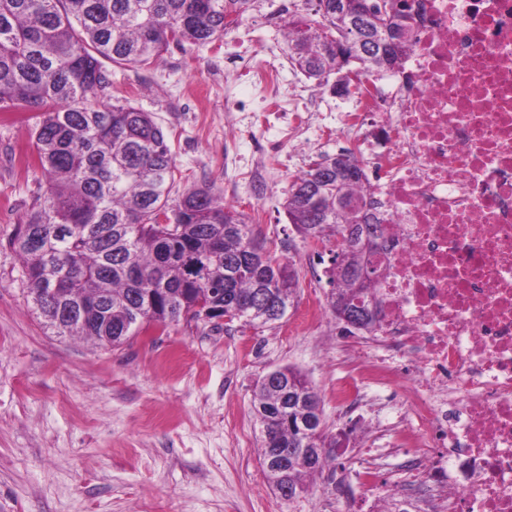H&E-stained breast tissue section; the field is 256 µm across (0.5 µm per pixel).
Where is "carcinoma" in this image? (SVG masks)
Here are the masks:
<instances>
[{
    "label": "carcinoma",
    "instance_id": "cac0c4a2",
    "mask_svg": "<svg viewBox=\"0 0 512 512\" xmlns=\"http://www.w3.org/2000/svg\"><path fill=\"white\" fill-rule=\"evenodd\" d=\"M255 0H0V112L33 113L31 165L48 194L10 237L24 260L27 300L59 336L122 344L148 326L203 321L237 311L236 319L265 326L284 317L298 288L293 263L254 265L248 249L263 251L248 218L224 205L210 187L191 189L176 203V164L167 134L152 116L130 104L98 106L90 98L111 85L101 59L145 66L170 44H205L223 37ZM347 20L334 15L288 21L291 64L319 85L345 68L360 76L396 65L405 48L364 34L363 52L336 53ZM323 154L297 175L284 209L295 228L310 227L317 241L357 240L340 250V265L367 261L363 235L376 236L370 213L336 205V190L367 201V175L347 152L341 187L328 178L316 199L307 188ZM331 292L371 307L369 283L325 270ZM56 288L59 296L40 295ZM252 410L269 444L286 451L335 448L336 436L318 432L321 400L291 367L256 385ZM325 457L267 471L274 488L303 486Z\"/></svg>",
    "mask_w": 512,
    "mask_h": 512
}]
</instances>
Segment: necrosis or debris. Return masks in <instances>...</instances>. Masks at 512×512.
Wrapping results in <instances>:
<instances>
[{"instance_id": "1", "label": "necrosis or debris", "mask_w": 512, "mask_h": 512, "mask_svg": "<svg viewBox=\"0 0 512 512\" xmlns=\"http://www.w3.org/2000/svg\"><path fill=\"white\" fill-rule=\"evenodd\" d=\"M412 42L338 123L371 173L382 321L338 402L400 389L353 512H512V0H411Z\"/></svg>"}]
</instances>
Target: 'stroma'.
Returning a JSON list of instances; mask_svg holds the SVG:
<instances>
[{
	"label": "stroma",
	"instance_id": "35a3bbf8",
	"mask_svg": "<svg viewBox=\"0 0 512 512\" xmlns=\"http://www.w3.org/2000/svg\"><path fill=\"white\" fill-rule=\"evenodd\" d=\"M291 3L255 0L222 39L170 45L145 66L111 65L103 96L164 127L176 192L210 184L294 263L299 286L273 325L183 320L114 348L46 328L7 240L47 183L18 160L30 151L32 118L0 116V512H336L359 494L367 442L358 433L306 491L282 499L263 472L252 413L258 380L290 366L318 391L328 433L352 425L334 395L344 334L325 309L330 246L303 241L283 208L291 180L342 147L336 114L348 99L290 63ZM259 70L276 72L279 97L258 83ZM302 92L314 119L298 133L288 101ZM312 300L325 309L316 329L298 323Z\"/></svg>",
	"mask_w": 512,
	"mask_h": 512
}]
</instances>
